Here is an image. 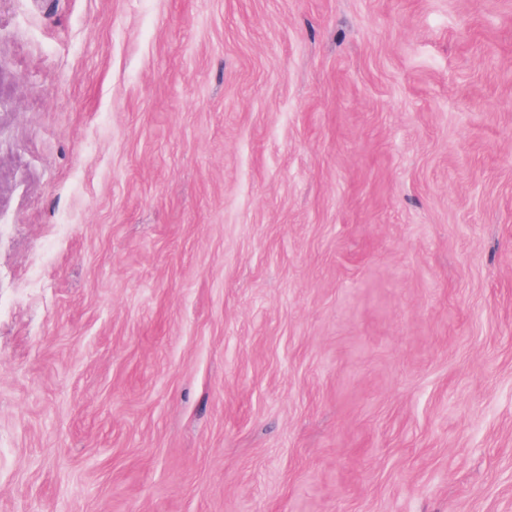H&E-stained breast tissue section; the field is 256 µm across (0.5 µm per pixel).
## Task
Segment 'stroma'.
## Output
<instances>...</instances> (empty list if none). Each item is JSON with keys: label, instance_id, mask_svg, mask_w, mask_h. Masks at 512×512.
Here are the masks:
<instances>
[{"label": "stroma", "instance_id": "obj_1", "mask_svg": "<svg viewBox=\"0 0 512 512\" xmlns=\"http://www.w3.org/2000/svg\"><path fill=\"white\" fill-rule=\"evenodd\" d=\"M0 40V512H512V0Z\"/></svg>", "mask_w": 512, "mask_h": 512}]
</instances>
